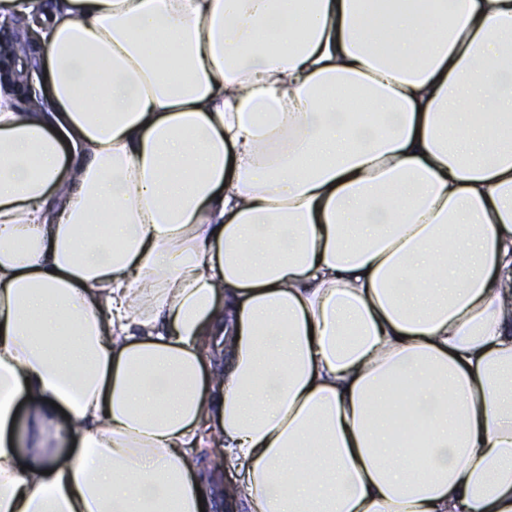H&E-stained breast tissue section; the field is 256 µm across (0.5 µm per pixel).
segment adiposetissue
<instances>
[{"label": "adipose tissue", "instance_id": "obj_1", "mask_svg": "<svg viewBox=\"0 0 512 512\" xmlns=\"http://www.w3.org/2000/svg\"><path fill=\"white\" fill-rule=\"evenodd\" d=\"M15 16L48 104L0 79V512H200L210 448L248 512H512V0ZM22 404L70 458L20 468Z\"/></svg>", "mask_w": 512, "mask_h": 512}]
</instances>
